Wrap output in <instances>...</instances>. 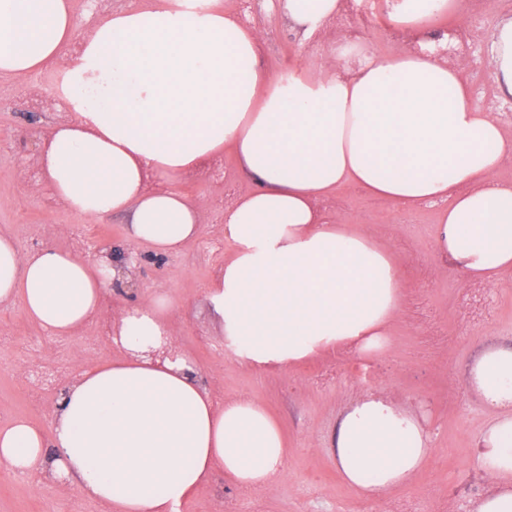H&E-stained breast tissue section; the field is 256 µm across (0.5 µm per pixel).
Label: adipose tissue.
<instances>
[{
	"mask_svg": "<svg viewBox=\"0 0 512 512\" xmlns=\"http://www.w3.org/2000/svg\"><path fill=\"white\" fill-rule=\"evenodd\" d=\"M185 0L112 12L77 39L70 0H0V74L61 63L75 114L45 142L55 198L91 218L127 215L130 239L154 256L199 233V211L174 183L224 151L256 189L224 213L234 254L208 298L226 352L257 370L341 349L382 355L400 314L398 261L364 228L320 200L342 185L402 208L441 203L436 252L468 279L512 286V153L494 113L470 107L469 83L447 62L337 47L338 71L259 65L255 27ZM316 30L339 0H286ZM457 0H393L397 27L431 32ZM502 97H512V17L491 37ZM103 260L55 248L21 253L0 234V303L20 301L53 336L78 332L118 278ZM174 302L164 289L116 316L125 359L82 371L55 406L52 432L24 418L0 429V465L49 467L109 512H177L216 470L267 486L288 461L280 421L246 397L216 405L191 355L159 359ZM470 383L494 420L475 458L489 480L474 512H512V348L476 360ZM336 467L369 497L412 479L432 448L428 421L390 395H359L335 434Z\"/></svg>",
	"mask_w": 512,
	"mask_h": 512,
	"instance_id": "ef3b65f1",
	"label": "adipose tissue"
}]
</instances>
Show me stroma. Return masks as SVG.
Segmentation results:
<instances>
[{
	"mask_svg": "<svg viewBox=\"0 0 512 512\" xmlns=\"http://www.w3.org/2000/svg\"><path fill=\"white\" fill-rule=\"evenodd\" d=\"M245 14L261 38V65L272 75L294 66L317 67L343 40L333 22L303 36L269 0H219ZM461 69L472 86L470 104L498 103L496 84L487 80L489 56L471 54ZM41 74H0V232L11 235L21 252L48 246L92 258L94 242L104 241L114 259L130 248L123 216L90 219L63 207L42 181L37 159L51 127L69 121L67 112H42L37 101L52 96ZM177 191L199 208L200 233L177 253L143 256L132 279L139 294L164 288L174 300L170 316L174 348L190 353L197 376L214 402L243 396L268 408L288 437V462L273 488H243L223 471L180 512H396L406 500L422 512H471L487 481L474 461L479 437L491 422L468 381L487 349L512 344V287L488 288L466 280L433 248L439 210L412 212L338 188L326 201L327 215H344L368 228L400 263L403 306L392 326L388 349L365 361L357 377L349 353L315 358L292 373L256 372L229 356L224 329L208 300V289L233 254L224 238V210L253 189L231 152L175 182ZM133 297L112 292L107 309L71 336H51L26 316L20 302L0 304V427L23 417L51 430L53 408L82 369L123 358L112 339V319ZM102 337L85 354L86 338ZM381 389L427 415L434 431L433 452L409 483L380 499L350 489L336 469L329 447L340 413L361 392ZM0 512H105L74 482L54 480L48 470L13 473L0 468Z\"/></svg>",
	"mask_w": 512,
	"mask_h": 512,
	"instance_id": "stroma-1",
	"label": "stroma"
}]
</instances>
